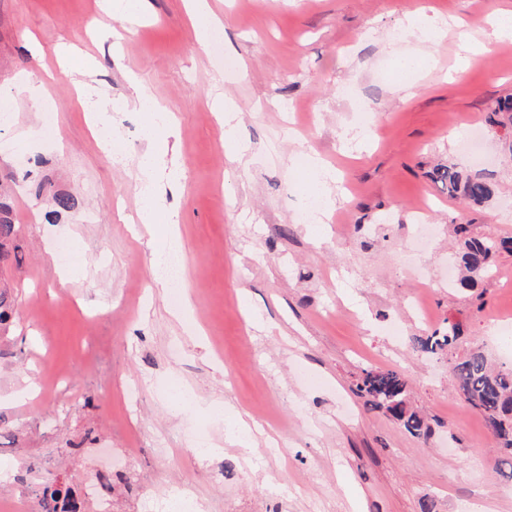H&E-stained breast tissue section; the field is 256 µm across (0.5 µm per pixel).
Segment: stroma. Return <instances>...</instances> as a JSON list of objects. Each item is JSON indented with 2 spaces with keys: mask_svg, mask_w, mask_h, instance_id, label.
Wrapping results in <instances>:
<instances>
[{
  "mask_svg": "<svg viewBox=\"0 0 512 512\" xmlns=\"http://www.w3.org/2000/svg\"><path fill=\"white\" fill-rule=\"evenodd\" d=\"M223 20L219 42L198 45L182 0H150L148 15L121 18L109 0H0V192L7 194L22 260L0 265L14 312L0 325V512H37L50 479L79 486L106 475L112 512H154L175 483L208 512H512V480L483 418L454 387L452 363L481 348L512 368L493 316L512 318V256L481 282L485 306L448 288L453 227L512 237V154L493 109L512 96V41L493 43L452 77L464 52L460 21L481 20L512 0H209ZM447 26L430 44L406 36L410 12ZM132 27L118 43L113 30ZM78 50L91 88L79 96L55 48ZM435 67L392 75L409 56ZM55 74L37 101L10 98L21 71ZM142 82L178 120L183 177L156 216L179 212L184 244L179 288H155L157 259L146 231L132 233L135 184L153 115L125 104ZM372 121L360 138L345 86ZM242 114L244 161L224 151L213 91ZM52 119L53 137L42 126ZM122 126L128 150L112 155L95 121ZM479 131L482 162L464 142ZM336 173L341 194L321 224L297 219L312 195L313 170L299 167L294 137ZM52 190L77 195L75 211L47 220V203L21 185L28 159ZM438 164L493 173L483 207L442 194L428 177ZM432 201L434 239L411 256L414 206ZM290 227L281 236L282 227ZM71 247L61 266L55 246ZM422 263L434 323L410 306V258ZM191 301L180 314L172 296ZM398 321L399 340L382 327ZM458 322L452 351L414 352L410 339ZM64 373L55 381L52 372ZM398 369L408 401L426 418L414 436L371 408L356 384L363 370ZM38 395L14 400L23 377ZM247 412L277 444L244 448L236 412ZM204 432L214 454L190 438ZM134 449L126 457L125 449Z\"/></svg>",
  "mask_w": 512,
  "mask_h": 512,
  "instance_id": "stroma-1",
  "label": "stroma"
}]
</instances>
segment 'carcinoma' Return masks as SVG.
<instances>
[{"label":"carcinoma","mask_w":512,"mask_h":512,"mask_svg":"<svg viewBox=\"0 0 512 512\" xmlns=\"http://www.w3.org/2000/svg\"><path fill=\"white\" fill-rule=\"evenodd\" d=\"M430 179L447 188L448 196H461L475 206L490 202L495 193L490 175L483 171L465 173L453 164L434 167ZM52 205L53 214L59 215L77 209L79 200L71 194L56 193ZM455 234L461 243L457 260L462 288L473 289L478 281L490 278L496 271L495 257L503 252L512 254V238L474 236L467 224L456 225ZM16 235L12 207L0 194V262L18 259V253L12 252ZM461 335V325L450 323L442 333L435 331L429 336L414 337L413 346L424 355H435L451 347ZM453 376L464 403L483 417L500 449L512 457V370L493 368L484 352L474 349L454 363ZM357 390L368 397L372 408L389 412L410 434L418 436L427 432L424 418L409 406L408 381L401 371L365 370ZM76 494L70 486L47 484L39 493V512H55L60 500L70 502L72 512H79Z\"/></svg>","instance_id":"cac0c4a2"}]
</instances>
